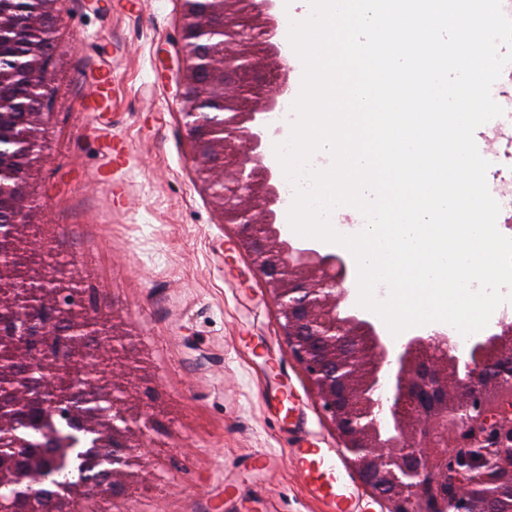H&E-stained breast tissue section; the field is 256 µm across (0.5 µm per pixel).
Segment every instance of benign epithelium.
I'll return each mask as SVG.
<instances>
[{
	"instance_id": "benign-epithelium-1",
	"label": "benign epithelium",
	"mask_w": 512,
	"mask_h": 512,
	"mask_svg": "<svg viewBox=\"0 0 512 512\" xmlns=\"http://www.w3.org/2000/svg\"><path fill=\"white\" fill-rule=\"evenodd\" d=\"M33 3L25 23L0 2V512H85L98 491L149 485L145 440L161 410L141 394L119 313L99 308L27 234L63 12L61 0ZM273 10L274 0L183 8L173 47L196 181L260 275L341 453L387 512H492L499 487L512 485V425H503L512 415V316L503 312L474 339L463 362L444 326L396 349L349 304L342 256L281 238L267 114L291 82L275 63ZM450 422L460 439L452 457L434 437ZM42 448L55 449L61 471L96 448L98 471L78 467L48 504Z\"/></svg>"
}]
</instances>
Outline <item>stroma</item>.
I'll list each match as a JSON object with an SVG mask.
<instances>
[{
    "label": "stroma",
    "mask_w": 512,
    "mask_h": 512,
    "mask_svg": "<svg viewBox=\"0 0 512 512\" xmlns=\"http://www.w3.org/2000/svg\"><path fill=\"white\" fill-rule=\"evenodd\" d=\"M182 0H63L49 159L34 176L53 253L118 309L166 409L151 485L108 512H326L289 451L336 437L263 282L194 184L171 45ZM125 144L124 166L111 148ZM296 400L277 411L281 392Z\"/></svg>",
    "instance_id": "obj_1"
}]
</instances>
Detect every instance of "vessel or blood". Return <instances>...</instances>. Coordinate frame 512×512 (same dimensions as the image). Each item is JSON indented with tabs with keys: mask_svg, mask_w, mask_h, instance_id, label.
<instances>
[{
	"mask_svg": "<svg viewBox=\"0 0 512 512\" xmlns=\"http://www.w3.org/2000/svg\"><path fill=\"white\" fill-rule=\"evenodd\" d=\"M291 456L328 512H355L356 493L346 481L337 455L322 448H295Z\"/></svg>",
	"mask_w": 512,
	"mask_h": 512,
	"instance_id": "b4317fda",
	"label": "vessel or blood"
}]
</instances>
